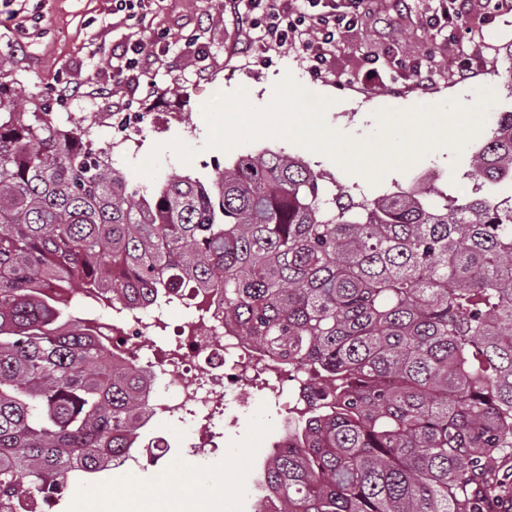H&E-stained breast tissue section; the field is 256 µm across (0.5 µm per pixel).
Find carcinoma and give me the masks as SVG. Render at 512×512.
<instances>
[{"label":"carcinoma","mask_w":512,"mask_h":512,"mask_svg":"<svg viewBox=\"0 0 512 512\" xmlns=\"http://www.w3.org/2000/svg\"><path fill=\"white\" fill-rule=\"evenodd\" d=\"M471 192L359 198L264 150L158 188L0 81V506L69 490L139 440L147 379L73 298L224 295V320L314 368L253 512H481L512 462V111Z\"/></svg>","instance_id":"1"}]
</instances>
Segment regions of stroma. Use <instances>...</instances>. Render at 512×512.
Here are the masks:
<instances>
[{
  "label": "stroma",
  "mask_w": 512,
  "mask_h": 512,
  "mask_svg": "<svg viewBox=\"0 0 512 512\" xmlns=\"http://www.w3.org/2000/svg\"><path fill=\"white\" fill-rule=\"evenodd\" d=\"M435 6L436 0H365L357 27L329 46L327 69L317 76L303 46L277 48L251 40L220 0H143L131 10L120 9L117 0H0V71L16 82L27 108L47 113L61 129L88 130L119 167L142 162L155 144L178 137L198 153L188 164L164 153L156 182L203 177L215 164L234 158L230 152L204 149L203 105L216 93L240 87L253 104L265 105L274 83L287 73L314 95L332 94L336 103L326 114L328 125L356 139L373 132L378 110L435 107L456 96L470 104L485 87L497 95L489 114L511 111L503 49L512 43V12L495 11L492 0H468V27L451 38L429 24ZM140 38L159 39L163 52L147 61L133 81L127 77L123 51ZM462 50L482 63L477 73L463 79L449 64ZM416 62L431 71L428 90L413 83L409 67ZM371 66L382 80L366 86L362 75ZM117 110L151 113L156 120L123 137L112 127ZM264 149L300 157L371 198L411 189L431 171L444 173L441 188L462 194L471 189L465 176L467 154H454L448 147L408 169L387 172L375 185L287 140L264 139L248 146L252 153ZM232 408L235 423L224 430L221 454L188 461L176 452L135 472L97 474L77 484L54 512H76L79 496L104 489L121 497L143 490L166 501L181 492L188 466L223 495L224 512H252L254 467L262 463L267 443L278 438L280 420L256 388L233 399Z\"/></svg>",
  "instance_id": "obj_1"
}]
</instances>
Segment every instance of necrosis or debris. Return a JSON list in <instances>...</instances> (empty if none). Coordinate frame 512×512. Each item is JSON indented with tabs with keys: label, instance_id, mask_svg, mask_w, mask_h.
<instances>
[{
	"label": "necrosis or debris",
	"instance_id": "4bbe7bcc",
	"mask_svg": "<svg viewBox=\"0 0 512 512\" xmlns=\"http://www.w3.org/2000/svg\"><path fill=\"white\" fill-rule=\"evenodd\" d=\"M83 324L109 348L113 360L148 376L142 433L155 452L128 449L115 458L117 466L130 470L155 466L175 447L189 457L207 453L216 441L206 430H199L193 439L176 441L154 432L155 423L181 421L189 415L208 420L229 397L258 379L266 382L283 417L295 416L307 404L306 364L281 365L247 340L235 325L225 322L221 298H214L205 315H190L162 347L152 341L163 328L154 304L132 310L116 302L111 316H87Z\"/></svg>",
	"mask_w": 512,
	"mask_h": 512
}]
</instances>
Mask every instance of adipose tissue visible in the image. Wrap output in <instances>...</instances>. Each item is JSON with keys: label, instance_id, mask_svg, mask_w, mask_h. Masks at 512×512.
<instances>
[{"label": "adipose tissue", "instance_id": "adipose-tissue-1", "mask_svg": "<svg viewBox=\"0 0 512 512\" xmlns=\"http://www.w3.org/2000/svg\"><path fill=\"white\" fill-rule=\"evenodd\" d=\"M184 497L157 504L145 493H139L126 499L99 495L80 501L81 512H185L186 499L193 498L200 505H207L211 496L209 486L195 477L193 471H186L183 478Z\"/></svg>", "mask_w": 512, "mask_h": 512}]
</instances>
